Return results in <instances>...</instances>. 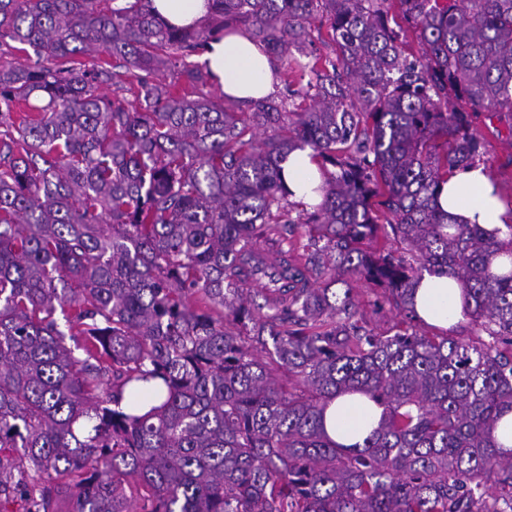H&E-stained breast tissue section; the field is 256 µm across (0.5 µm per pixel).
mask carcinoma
<instances>
[{
    "mask_svg": "<svg viewBox=\"0 0 512 512\" xmlns=\"http://www.w3.org/2000/svg\"><path fill=\"white\" fill-rule=\"evenodd\" d=\"M113 2L0 0V45L34 54L0 65V512H512V224L436 204L485 150L473 117L512 135V0H208L219 29ZM238 25L309 104L200 91L188 58ZM305 147L326 182L296 215L279 163ZM303 224L310 248L261 253ZM425 272L477 335L358 326L353 283L406 322ZM345 393L384 408L361 446L324 430Z\"/></svg>",
    "mask_w": 512,
    "mask_h": 512,
    "instance_id": "carcinoma-1",
    "label": "carcinoma"
}]
</instances>
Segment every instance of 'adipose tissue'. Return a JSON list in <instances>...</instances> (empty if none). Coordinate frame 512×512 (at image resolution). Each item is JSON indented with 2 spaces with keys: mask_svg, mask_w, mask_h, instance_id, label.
Instances as JSON below:
<instances>
[{
  "mask_svg": "<svg viewBox=\"0 0 512 512\" xmlns=\"http://www.w3.org/2000/svg\"><path fill=\"white\" fill-rule=\"evenodd\" d=\"M208 0H151L152 10L169 24L187 27L207 13ZM211 77L226 96L258 99L271 94L275 82L269 57L250 35L233 33L213 38L205 53ZM282 180L293 201L314 206L321 202L322 173L311 149H295L281 164ZM439 208L457 224H479L488 230L504 229L508 207L484 165L461 167L437 197ZM415 312L422 322L448 329L463 317L462 288L447 274H423L413 292ZM383 409L368 396L345 394L329 404L324 417L328 437L350 446L362 443L375 429Z\"/></svg>",
  "mask_w": 512,
  "mask_h": 512,
  "instance_id": "adipose-tissue-1",
  "label": "adipose tissue"
}]
</instances>
